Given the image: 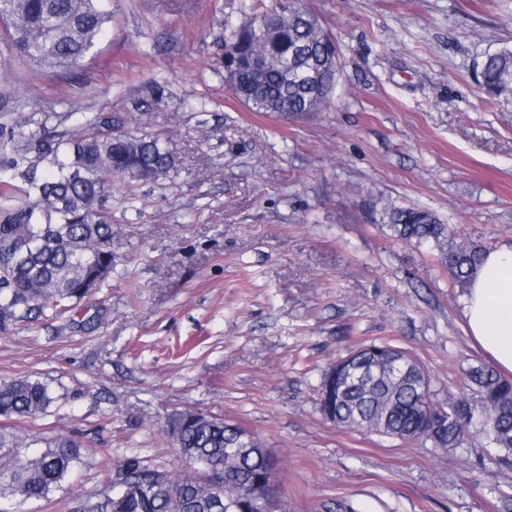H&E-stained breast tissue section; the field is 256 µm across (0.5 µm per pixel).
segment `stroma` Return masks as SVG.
I'll return each mask as SVG.
<instances>
[{
    "label": "stroma",
    "mask_w": 512,
    "mask_h": 512,
    "mask_svg": "<svg viewBox=\"0 0 512 512\" xmlns=\"http://www.w3.org/2000/svg\"><path fill=\"white\" fill-rule=\"evenodd\" d=\"M305 2L340 59L331 104L299 121L248 111L224 82L240 0H106L104 36L61 77L0 41V85L16 89L0 134L62 102L162 134L176 162L154 182L115 180L101 290L0 335V378L39 376L58 395L21 428L83 443L54 499L97 492L105 459L185 469L165 428L192 410L277 457L282 512H512L501 449L350 430L317 404L324 369L372 342L416 357L440 404L488 363L440 253L368 206L426 208L487 250L512 242V103L476 81L486 53L512 46V0Z\"/></svg>",
    "instance_id": "1"
}]
</instances>
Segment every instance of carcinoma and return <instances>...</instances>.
<instances>
[{"instance_id":"carcinoma-1","label":"carcinoma","mask_w":512,"mask_h":512,"mask_svg":"<svg viewBox=\"0 0 512 512\" xmlns=\"http://www.w3.org/2000/svg\"><path fill=\"white\" fill-rule=\"evenodd\" d=\"M293 15L266 0H244L240 21L224 32V79L252 112L298 120L322 111L336 89L338 72L325 69L310 83L301 75L324 56L338 55L332 33L292 0ZM8 20L3 39L36 67L65 74L95 49L111 12L103 0H0ZM478 84L492 103L512 99V48L484 56ZM70 114L42 112L33 128L0 140V334L19 323L71 312L112 273V179L154 181L174 167L161 137L117 133L121 118L95 112L63 131ZM373 215L399 239L430 245L442 255L459 288L480 262V245L459 241L431 211L387 199ZM389 343L351 351L343 361L361 365L394 354ZM400 385L381 377L371 385L342 387L324 372L319 408L358 431L428 438L434 446L460 448L482 437L512 460V381L486 367L468 375L470 391L441 405L432 402L419 361ZM56 402L52 383L32 375L0 378V512L48 501L82 460L81 444L67 436L23 433L15 421L44 414ZM242 427L196 411L168 421L167 432L194 472L171 474L136 457L114 471L101 465V489L62 503L59 512H261L277 496L269 480L276 462L269 452L249 454L232 478L229 497L216 499L213 476Z\"/></svg>"}]
</instances>
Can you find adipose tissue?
Listing matches in <instances>:
<instances>
[{
  "instance_id": "1",
  "label": "adipose tissue",
  "mask_w": 512,
  "mask_h": 512,
  "mask_svg": "<svg viewBox=\"0 0 512 512\" xmlns=\"http://www.w3.org/2000/svg\"><path fill=\"white\" fill-rule=\"evenodd\" d=\"M466 331L491 365L512 373V243L485 252L462 299Z\"/></svg>"
}]
</instances>
